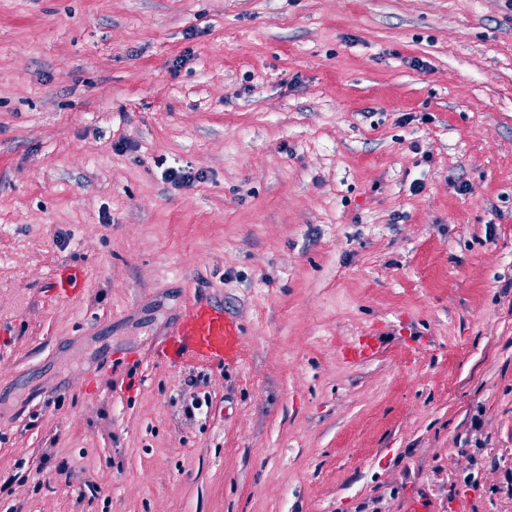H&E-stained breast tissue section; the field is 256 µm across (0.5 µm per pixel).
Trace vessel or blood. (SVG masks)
Instances as JSON below:
<instances>
[{
	"mask_svg": "<svg viewBox=\"0 0 512 512\" xmlns=\"http://www.w3.org/2000/svg\"><path fill=\"white\" fill-rule=\"evenodd\" d=\"M240 329L211 299L196 296L187 301L169 326L166 336L150 342L148 354L159 361L184 359L221 365L237 359Z\"/></svg>",
	"mask_w": 512,
	"mask_h": 512,
	"instance_id": "obj_1",
	"label": "vessel or blood"
}]
</instances>
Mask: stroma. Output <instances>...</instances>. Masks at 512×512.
<instances>
[{"label": "stroma", "mask_w": 512, "mask_h": 512, "mask_svg": "<svg viewBox=\"0 0 512 512\" xmlns=\"http://www.w3.org/2000/svg\"><path fill=\"white\" fill-rule=\"evenodd\" d=\"M1 323L0 512H512V9L0 0ZM239 336V327L224 314V308L196 296L186 302L166 336L151 341L145 350L157 361L176 363L189 358L224 365L238 358Z\"/></svg>", "instance_id": "obj_1"}]
</instances>
